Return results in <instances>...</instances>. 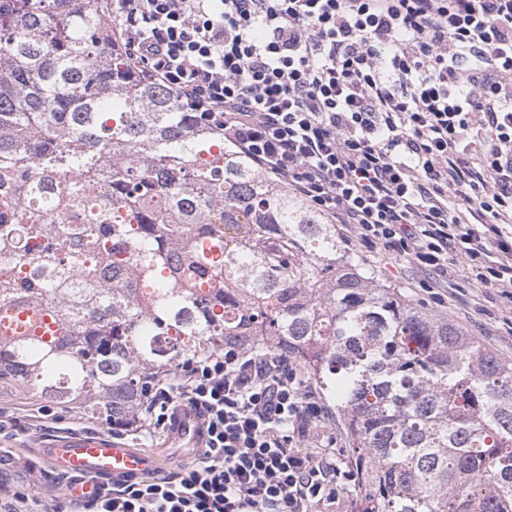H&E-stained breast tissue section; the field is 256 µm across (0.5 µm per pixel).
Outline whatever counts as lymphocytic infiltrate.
Returning a JSON list of instances; mask_svg holds the SVG:
<instances>
[{"label":"lymphocytic infiltrate","instance_id":"f902f5d3","mask_svg":"<svg viewBox=\"0 0 512 512\" xmlns=\"http://www.w3.org/2000/svg\"><path fill=\"white\" fill-rule=\"evenodd\" d=\"M142 76L223 131L366 252L512 300V0H110ZM207 442L82 512H335L350 478L310 448L327 410L284 358L234 348L151 384Z\"/></svg>","mask_w":512,"mask_h":512}]
</instances>
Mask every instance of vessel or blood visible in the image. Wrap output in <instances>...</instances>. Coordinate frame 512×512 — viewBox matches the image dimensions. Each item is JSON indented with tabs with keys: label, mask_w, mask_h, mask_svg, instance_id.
<instances>
[{
	"label": "vessel or blood",
	"mask_w": 512,
	"mask_h": 512,
	"mask_svg": "<svg viewBox=\"0 0 512 512\" xmlns=\"http://www.w3.org/2000/svg\"><path fill=\"white\" fill-rule=\"evenodd\" d=\"M205 439L199 416L185 407L177 409L166 432L167 448L178 449L181 460L187 461L196 458ZM39 453L51 469L71 476L67 493L83 502L95 499L106 486L152 476L168 462L165 450L137 448L101 434L60 437Z\"/></svg>",
	"instance_id": "obj_1"
}]
</instances>
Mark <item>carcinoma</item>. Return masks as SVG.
Wrapping results in <instances>:
<instances>
[{
    "mask_svg": "<svg viewBox=\"0 0 512 512\" xmlns=\"http://www.w3.org/2000/svg\"><path fill=\"white\" fill-rule=\"evenodd\" d=\"M105 12L0 0V393L134 430L147 378L268 352L342 427L359 512H512V360L380 283Z\"/></svg>",
    "mask_w": 512,
    "mask_h": 512,
    "instance_id": "obj_1",
    "label": "carcinoma"
}]
</instances>
